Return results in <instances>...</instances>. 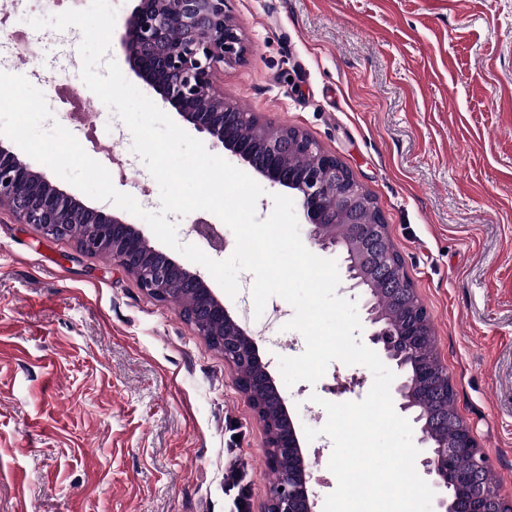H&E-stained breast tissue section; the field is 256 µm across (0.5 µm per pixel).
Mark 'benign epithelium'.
<instances>
[{"mask_svg": "<svg viewBox=\"0 0 512 512\" xmlns=\"http://www.w3.org/2000/svg\"><path fill=\"white\" fill-rule=\"evenodd\" d=\"M122 45L133 72L148 88L194 130L206 134L211 147L230 152L254 174L293 194L300 203L303 223L309 226L310 241L343 256L347 290L365 296L369 342L383 360L403 372L395 387V400L400 411L413 413V422L418 425L417 441L424 449L421 465L435 494L436 512H457L456 499L450 493L452 487H466L475 498L483 496L485 483L480 471H460L452 466L453 459L478 453L471 429L465 428L452 443L433 442L431 423L414 397L415 389L432 381L431 373L418 368L411 371L405 363V347L420 337L417 325L408 321L398 330L392 328L366 289L372 279L395 285L391 270L396 264L389 253L377 250L378 243L387 236L384 220L367 225L359 220L361 207L367 205L365 190L336 155L298 129L293 128L282 137L260 136L253 144L227 136L225 123L239 122L249 115L226 100L224 91L215 84L217 68L242 60L246 53L243 37L229 13L228 0H139L125 21ZM292 146L313 157L309 169L294 173L280 166ZM2 209L21 224L35 225L50 239L69 236L66 216L74 210L83 212L88 223L76 238L78 252L94 256L101 249L112 247V260L135 278L142 292L157 301L168 300L170 282L180 276L183 288L195 297L190 320L198 334L209 336L213 325H223L226 337L219 340L218 348L224 361L235 371L245 364L254 372L255 379L241 385V392L265 425L267 464L276 467L284 457L296 459V469H282L278 482L271 486L264 512H314L300 437L288 415L285 398L268 364L260 357L257 333L224 304L200 272L153 245V257L144 256L130 246L133 238L149 242L139 227L122 214L89 206L59 188L0 140ZM332 224L356 225L357 236L375 250L369 267H363L360 256L352 253L345 241L327 232ZM194 229L214 246L222 247V239L209 221L197 219ZM252 387L272 391L283 426L270 425L262 403L250 391Z\"/></svg>", "mask_w": 512, "mask_h": 512, "instance_id": "7a95c632", "label": "benign epithelium"}]
</instances>
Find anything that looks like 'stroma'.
Segmentation results:
<instances>
[{
    "label": "stroma",
    "mask_w": 512,
    "mask_h": 512,
    "mask_svg": "<svg viewBox=\"0 0 512 512\" xmlns=\"http://www.w3.org/2000/svg\"><path fill=\"white\" fill-rule=\"evenodd\" d=\"M247 53L218 73L224 95L335 154L375 199L431 318L463 421L512 501V0H229ZM132 134L88 148L114 178L160 189ZM181 243L222 248L170 215ZM274 323L272 376L303 353ZM362 365L330 363L282 393L297 429L323 401L362 400ZM332 441L305 443L316 512L337 480ZM262 423L235 372L177 305L145 295L105 257L0 215V512H229L241 463L249 512L272 478Z\"/></svg>",
    "instance_id": "obj_1"
}]
</instances>
